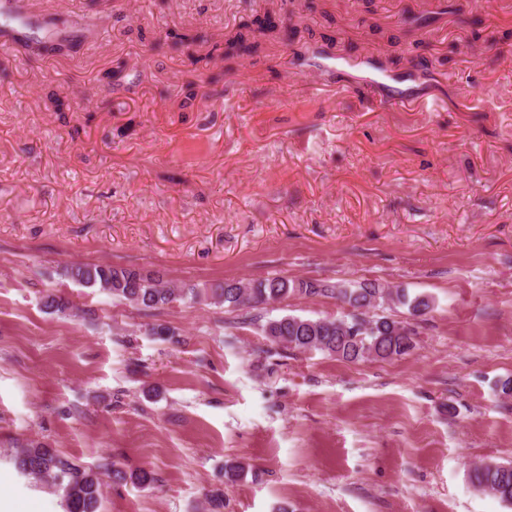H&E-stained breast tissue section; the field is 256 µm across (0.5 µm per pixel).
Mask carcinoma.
I'll return each instance as SVG.
<instances>
[{"label":"carcinoma","mask_w":512,"mask_h":512,"mask_svg":"<svg viewBox=\"0 0 512 512\" xmlns=\"http://www.w3.org/2000/svg\"><path fill=\"white\" fill-rule=\"evenodd\" d=\"M259 43L245 45L242 33L224 43V57L231 58L241 50L257 49ZM67 276L85 288H96L120 301L143 309H158L176 301L201 296L197 288H171L157 273L108 264H78L66 270ZM211 298L232 310L254 309L259 305L281 304L294 296L342 295L348 302L373 308L391 303L416 313L426 314L433 301L424 295H411L401 286L383 288L367 283L358 288H344L334 282L330 288H317L310 281L293 280L273 275L251 280L248 287L240 281H227L210 288ZM376 330L355 338L345 329L344 315L333 318L310 319L285 315L261 325V335L271 345L283 349L318 350L347 362L367 359L383 360L401 357L412 352L407 340L391 329L388 317L375 320ZM16 469L36 482L46 483L63 491L66 512H98L102 496L103 472H112V479L123 480L124 474L115 466H82L70 457L41 442L20 448L13 457ZM472 482L493 493L501 501L512 504V465H478L471 471Z\"/></svg>","instance_id":"carcinoma-1"}]
</instances>
